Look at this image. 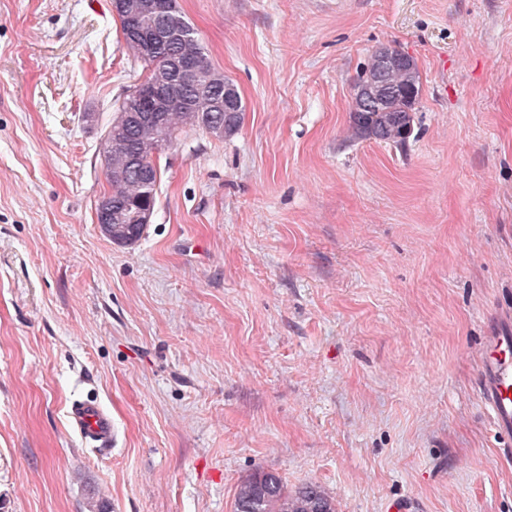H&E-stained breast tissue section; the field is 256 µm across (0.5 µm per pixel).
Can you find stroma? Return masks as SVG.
Returning a JSON list of instances; mask_svg holds the SVG:
<instances>
[{
  "instance_id": "obj_1",
  "label": "stroma",
  "mask_w": 512,
  "mask_h": 512,
  "mask_svg": "<svg viewBox=\"0 0 512 512\" xmlns=\"http://www.w3.org/2000/svg\"><path fill=\"white\" fill-rule=\"evenodd\" d=\"M246 107L162 154L141 239L97 224L145 69L110 0H0V512H233L259 470L336 512H512L478 351L512 303V0H177ZM405 149L351 138L379 46ZM96 397L118 444L67 413ZM355 82V84L379 83L390 90H394L406 82V75L402 70L395 67L385 70L377 69L372 54L362 66ZM69 422L79 436L83 446L89 448H112L116 441V431L112 416L99 401L89 399L74 400L68 411Z\"/></svg>"
}]
</instances>
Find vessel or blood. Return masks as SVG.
Here are the masks:
<instances>
[{
  "label": "vessel or blood",
  "instance_id": "obj_1",
  "mask_svg": "<svg viewBox=\"0 0 512 512\" xmlns=\"http://www.w3.org/2000/svg\"><path fill=\"white\" fill-rule=\"evenodd\" d=\"M497 322L482 344L477 388L495 432L512 437V311L500 315ZM68 417L83 446L107 449L115 442L112 417L99 401L74 400Z\"/></svg>",
  "mask_w": 512,
  "mask_h": 512
}]
</instances>
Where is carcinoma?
Segmentation results:
<instances>
[{
  "label": "carcinoma",
  "instance_id": "carcinoma-1",
  "mask_svg": "<svg viewBox=\"0 0 512 512\" xmlns=\"http://www.w3.org/2000/svg\"><path fill=\"white\" fill-rule=\"evenodd\" d=\"M131 7L118 16L124 44L129 52L144 63L147 74L154 78L162 62L148 55L142 43L130 36L138 28L151 30L159 13L156 7L164 6L168 0H128ZM192 36L179 38L167 44L165 53L171 58H193L201 62L205 86L175 84L171 94L175 106L164 113L163 123L156 126L134 121L125 112H116L102 139L100 156L104 157L103 169L109 186L107 195L112 197V224H139L147 210H154L156 187L160 180V155L170 146L177 135L185 129H201L222 138L236 133L242 126L245 106L242 103L226 102L220 108L215 99L234 86L233 81L215 69L208 59L205 45L187 17H182ZM406 82V75L398 68L380 70L373 58H368L357 76L356 83H379L390 90ZM385 112L381 107L369 105L364 100H352L349 112L350 128L357 138L374 139L396 148L406 147L413 132L416 107L396 98L389 99ZM153 155L152 181H147L134 166L133 155ZM257 507H252V504ZM336 512L334 499L321 486L307 483L293 490L274 472L258 471L242 480L236 488L234 512Z\"/></svg>",
  "mask_w": 512,
  "mask_h": 512
}]
</instances>
